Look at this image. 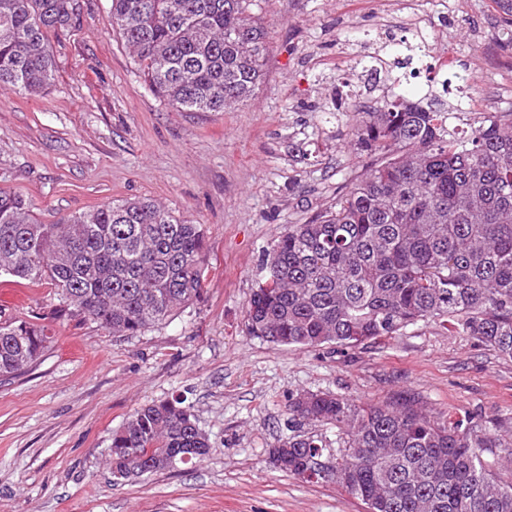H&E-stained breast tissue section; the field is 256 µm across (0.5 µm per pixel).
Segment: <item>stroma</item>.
I'll list each match as a JSON object with an SVG mask.
<instances>
[{"instance_id":"35a3bbf8","label":"stroma","mask_w":512,"mask_h":512,"mask_svg":"<svg viewBox=\"0 0 512 512\" xmlns=\"http://www.w3.org/2000/svg\"><path fill=\"white\" fill-rule=\"evenodd\" d=\"M445 17L427 42L403 0H252L267 32L264 78L229 112H180L141 77L112 27L110 0H81L76 23L47 33L51 85L0 87V189L44 224L130 198L202 225L199 301L135 336L76 313L49 282L0 276V317L46 326L29 372L0 377V512H366L335 480L281 471L292 394L330 391L382 403L411 391L433 412L494 426L512 459V358L431 318L357 347L299 349L250 335L246 311L268 252L343 195L377 160L352 142L353 115L331 96L367 49L434 64L464 130L512 117V46L493 0H421ZM479 96L468 98V84ZM180 397L211 443L196 464L114 480L112 434L141 407Z\"/></svg>"}]
</instances>
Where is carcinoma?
<instances>
[{"instance_id":"obj_1","label":"carcinoma","mask_w":512,"mask_h":512,"mask_svg":"<svg viewBox=\"0 0 512 512\" xmlns=\"http://www.w3.org/2000/svg\"><path fill=\"white\" fill-rule=\"evenodd\" d=\"M512 44V0H493ZM80 0H0V85L40 93L53 79L46 32L69 26ZM112 26L150 89L185 112H227L263 76L267 33L247 0H111ZM357 116L356 145L382 155L336 203L291 224L266 259L246 311L253 336L277 346L355 347L431 317L512 357V118L467 138L455 114L399 95ZM204 230L160 205L129 199L55 224L0 190V275L48 279L77 311L135 336L198 299ZM46 328L0 321V377L36 364ZM293 429L271 450L292 475L325 477L323 440L345 436L336 481L367 512H512V480L481 449L486 426L436 415L403 392L359 404L332 392L292 396ZM209 438L178 398L137 410L112 434L106 465L126 479L196 463ZM302 430L307 433L317 434L319 437L323 438L327 448L323 450L320 460L329 467L336 466V457L339 458L344 452V448H341V445L336 442H340L339 437H341V435L339 436L337 429L317 423H309L305 424ZM340 450L343 451L340 452Z\"/></svg>"}]
</instances>
